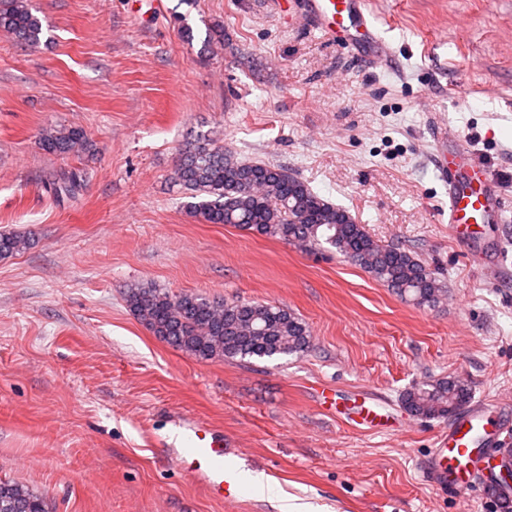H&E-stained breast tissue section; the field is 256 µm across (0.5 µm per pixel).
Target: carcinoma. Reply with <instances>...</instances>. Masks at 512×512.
<instances>
[{
  "instance_id": "cac0c4a2",
  "label": "carcinoma",
  "mask_w": 512,
  "mask_h": 512,
  "mask_svg": "<svg viewBox=\"0 0 512 512\" xmlns=\"http://www.w3.org/2000/svg\"><path fill=\"white\" fill-rule=\"evenodd\" d=\"M0 31L21 44L35 46L40 42L42 22L29 0H0ZM40 144L57 155H77L90 147L83 129L65 126L43 129ZM81 182V173L69 171L53 183L54 192L72 196ZM174 182L192 198L187 210L204 223L231 224L305 250L328 244L418 306L436 305L445 292L436 272L399 247L379 244L347 210L321 198L288 168L241 161L205 133L184 144ZM28 244L26 234L1 230L0 259L19 253ZM125 300L153 335L200 360L293 356L311 346L306 325L271 304L187 293L173 296L153 287L131 288ZM468 398L461 383L437 379L412 386L403 394L402 404L417 417L446 418ZM0 512H49V508L42 494L0 480Z\"/></svg>"
}]
</instances>
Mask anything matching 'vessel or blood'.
Wrapping results in <instances>:
<instances>
[{
  "instance_id": "1",
  "label": "vessel or blood",
  "mask_w": 512,
  "mask_h": 512,
  "mask_svg": "<svg viewBox=\"0 0 512 512\" xmlns=\"http://www.w3.org/2000/svg\"><path fill=\"white\" fill-rule=\"evenodd\" d=\"M311 28L351 51L372 58L385 55V42L368 8L367 0H305L302 16ZM435 167L448 184V228L457 232L463 224H497L505 213L504 198L493 170L462 144L448 142L434 130ZM321 406L358 429L386 431L396 425L392 414L367 399L341 402L334 390L321 391ZM502 430L492 410L485 405L461 416L448 432L440 434L429 461L427 474L442 489L458 493L469 490L473 478L482 474L486 458L480 446L500 445ZM185 448L179 464L188 475L202 476L209 493L233 501L234 475L224 465L232 450L227 439L208 423L195 420L187 425Z\"/></svg>"
}]
</instances>
